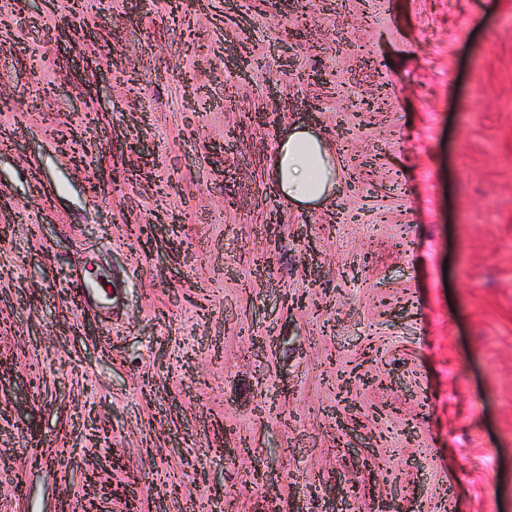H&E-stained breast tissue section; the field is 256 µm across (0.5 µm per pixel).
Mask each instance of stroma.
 <instances>
[{
	"label": "stroma",
	"mask_w": 512,
	"mask_h": 512,
	"mask_svg": "<svg viewBox=\"0 0 512 512\" xmlns=\"http://www.w3.org/2000/svg\"><path fill=\"white\" fill-rule=\"evenodd\" d=\"M179 2L0 0V512L90 470L139 512H512V0ZM294 125L314 207L272 189ZM337 173L329 146L307 128L294 126L277 140L272 178L278 197L317 203L337 185Z\"/></svg>",
	"instance_id": "stroma-1"
}]
</instances>
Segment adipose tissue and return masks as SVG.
I'll return each mask as SVG.
<instances>
[{"label": "adipose tissue", "instance_id": "obj_1", "mask_svg": "<svg viewBox=\"0 0 512 512\" xmlns=\"http://www.w3.org/2000/svg\"><path fill=\"white\" fill-rule=\"evenodd\" d=\"M272 178L277 196L295 204L316 203L336 185L333 153L312 131L293 127L277 141Z\"/></svg>", "mask_w": 512, "mask_h": 512}]
</instances>
